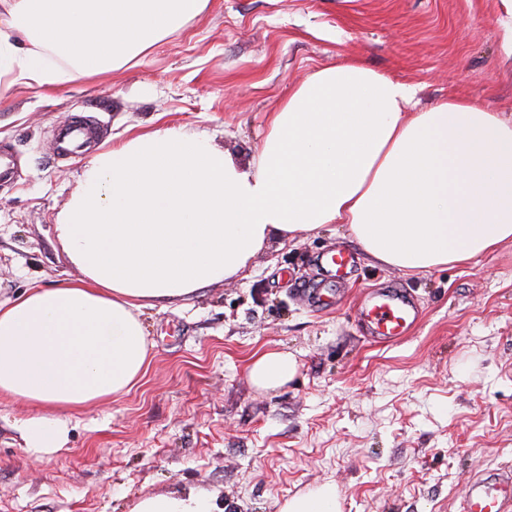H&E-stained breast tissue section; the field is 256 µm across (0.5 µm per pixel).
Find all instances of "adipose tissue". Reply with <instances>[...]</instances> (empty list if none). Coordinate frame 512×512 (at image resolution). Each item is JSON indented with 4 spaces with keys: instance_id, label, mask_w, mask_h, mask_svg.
Listing matches in <instances>:
<instances>
[{
    "instance_id": "1",
    "label": "adipose tissue",
    "mask_w": 512,
    "mask_h": 512,
    "mask_svg": "<svg viewBox=\"0 0 512 512\" xmlns=\"http://www.w3.org/2000/svg\"><path fill=\"white\" fill-rule=\"evenodd\" d=\"M206 0H12L0 79L51 86L113 71L181 29ZM53 52L69 64L46 61ZM412 86L353 59L315 72L268 115L240 165L175 128L95 154L59 239L83 276L0 304V394L33 410L30 446L59 447L72 412L131 391L149 363L137 316L229 278L273 235L347 225L364 253L409 273L468 263L512 241V121L447 99L414 112ZM292 354L249 366L262 389L295 374ZM136 512H215L193 492Z\"/></svg>"
}]
</instances>
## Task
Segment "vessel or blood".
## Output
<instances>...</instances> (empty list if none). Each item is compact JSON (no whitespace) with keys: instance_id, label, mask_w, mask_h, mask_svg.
<instances>
[{"instance_id":"vessel-or-blood-1","label":"vessel or blood","mask_w":512,"mask_h":512,"mask_svg":"<svg viewBox=\"0 0 512 512\" xmlns=\"http://www.w3.org/2000/svg\"><path fill=\"white\" fill-rule=\"evenodd\" d=\"M360 319L373 341L394 343L405 338L417 319V312L403 290L378 288L368 295ZM509 507H512V469L502 468L487 477H472L463 512H505Z\"/></svg>"}]
</instances>
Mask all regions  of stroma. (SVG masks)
<instances>
[{"label":"stroma","mask_w":512,"mask_h":512,"mask_svg":"<svg viewBox=\"0 0 512 512\" xmlns=\"http://www.w3.org/2000/svg\"><path fill=\"white\" fill-rule=\"evenodd\" d=\"M500 0H208L135 64L0 94V303L79 278L56 226L93 153L164 127L253 162L267 114L342 57L407 82L418 108L474 100L512 118ZM89 140L63 156L78 117ZM354 258L340 303L316 307L323 255ZM403 288L407 338L368 339L370 291ZM139 317L151 360L130 392L72 412L62 449L29 448L30 409L0 396V512H134L193 490L219 512H283L330 484L340 512H460L471 477L512 465V243L416 274L366 256L342 224L275 237L238 274ZM295 376L263 390L262 352ZM297 363L292 354L267 351L257 355L249 366L252 382L262 389H276L286 384L295 374Z\"/></svg>","instance_id":"obj_1"}]
</instances>
